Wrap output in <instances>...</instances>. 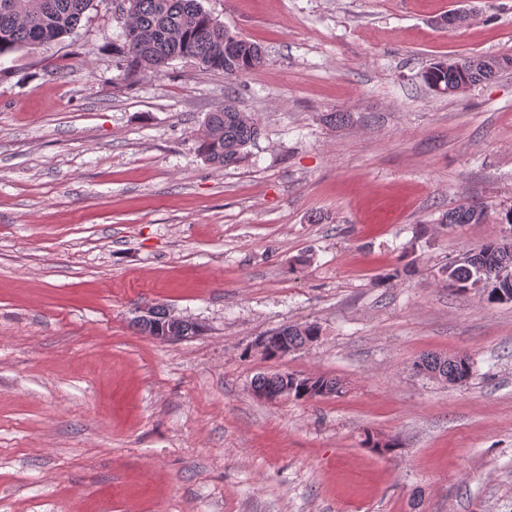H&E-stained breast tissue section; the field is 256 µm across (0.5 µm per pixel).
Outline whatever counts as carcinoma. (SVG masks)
Wrapping results in <instances>:
<instances>
[{"label": "carcinoma", "mask_w": 512, "mask_h": 512, "mask_svg": "<svg viewBox=\"0 0 512 512\" xmlns=\"http://www.w3.org/2000/svg\"><path fill=\"white\" fill-rule=\"evenodd\" d=\"M93 0H0V57L21 48H36L59 43L74 33L82 15ZM133 10L127 15L124 41L120 54L127 60L128 73L141 77L158 74L175 59L193 58L203 69L239 78L259 67L264 61L261 48L230 32L211 16L200 0H132ZM235 50L226 52L225 46ZM494 77V72L474 58H440L423 72V80L433 92L473 86ZM261 130L248 112L243 111L232 96L224 104L207 113L197 133L198 150L204 160L226 167L245 158L248 147L256 144ZM484 208L462 205L442 215L441 223L480 224ZM512 269V247L498 239H490L468 259L452 261L442 270L446 285L457 291L475 286L487 292V299L512 302V284L498 281L500 271ZM319 326L313 323L288 325L265 338V358L275 359L285 351H297L316 342ZM416 372L453 384L466 381L473 362L466 353L442 358L434 354L420 356L413 363ZM290 387L294 399H313L342 392L335 378L322 375H298L288 372L261 374L253 389L277 392Z\"/></svg>", "instance_id": "carcinoma-1"}]
</instances>
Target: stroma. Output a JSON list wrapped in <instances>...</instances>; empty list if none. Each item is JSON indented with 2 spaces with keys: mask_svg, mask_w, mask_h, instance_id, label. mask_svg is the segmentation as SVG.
Here are the masks:
<instances>
[{
  "mask_svg": "<svg viewBox=\"0 0 512 512\" xmlns=\"http://www.w3.org/2000/svg\"><path fill=\"white\" fill-rule=\"evenodd\" d=\"M201 4L259 68L127 82L121 0L0 58V512H512V303L442 279L512 238V69L454 95L422 79L512 57V0ZM228 94L261 136L216 168L196 133ZM466 203L486 223L441 224ZM148 304L200 333L141 334ZM302 323L313 345L256 351ZM461 352L463 385L413 368ZM281 371L344 391L258 400Z\"/></svg>",
  "mask_w": 512,
  "mask_h": 512,
  "instance_id": "obj_1",
  "label": "stroma"
}]
</instances>
